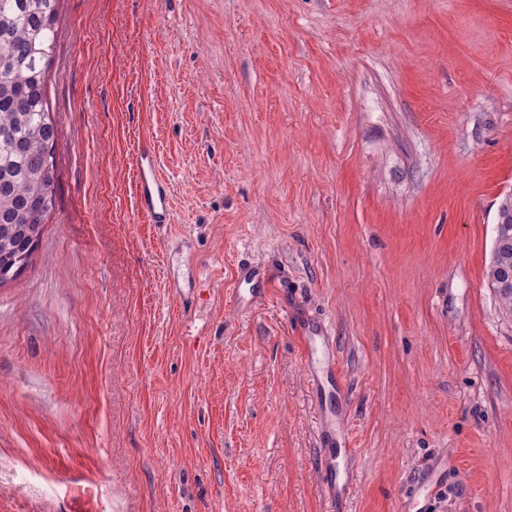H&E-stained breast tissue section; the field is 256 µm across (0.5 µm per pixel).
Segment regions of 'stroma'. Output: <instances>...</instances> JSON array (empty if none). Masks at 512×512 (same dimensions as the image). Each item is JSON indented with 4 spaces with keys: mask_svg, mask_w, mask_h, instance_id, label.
Segmentation results:
<instances>
[{
    "mask_svg": "<svg viewBox=\"0 0 512 512\" xmlns=\"http://www.w3.org/2000/svg\"><path fill=\"white\" fill-rule=\"evenodd\" d=\"M55 28L0 512H512V0H60ZM139 171L137 184V204L151 223L170 224L172 212L166 181L159 175L156 157L151 147L144 145L137 156ZM497 229L492 258L487 276L491 288H494L507 309L512 308V288L501 287V279L510 278L512 282V202L508 199L499 210Z\"/></svg>",
    "mask_w": 512,
    "mask_h": 512,
    "instance_id": "stroma-1",
    "label": "stroma"
}]
</instances>
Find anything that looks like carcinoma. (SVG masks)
<instances>
[{"label": "carcinoma", "mask_w": 512, "mask_h": 512, "mask_svg": "<svg viewBox=\"0 0 512 512\" xmlns=\"http://www.w3.org/2000/svg\"><path fill=\"white\" fill-rule=\"evenodd\" d=\"M59 0H0V284L30 263L55 204L59 128L46 101ZM489 284L512 308V202L498 214Z\"/></svg>", "instance_id": "1"}]
</instances>
